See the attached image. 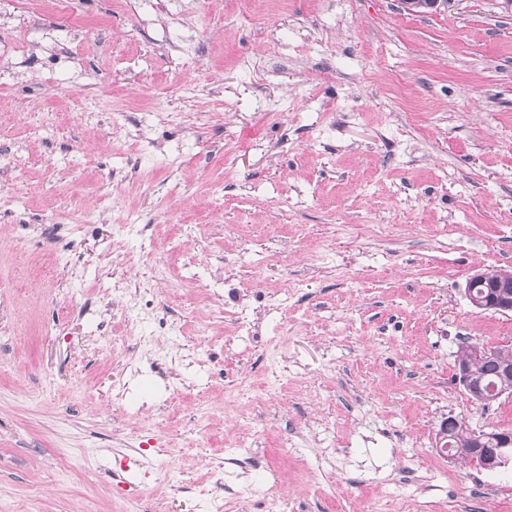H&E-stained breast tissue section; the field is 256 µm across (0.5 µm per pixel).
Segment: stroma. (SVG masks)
Wrapping results in <instances>:
<instances>
[{
  "label": "stroma",
  "instance_id": "1",
  "mask_svg": "<svg viewBox=\"0 0 512 512\" xmlns=\"http://www.w3.org/2000/svg\"><path fill=\"white\" fill-rule=\"evenodd\" d=\"M510 267L502 0H0V512H512ZM495 278V271L487 272V281L481 286L477 285L472 288L473 298L482 301L490 294L484 303L487 304L488 310L499 313H512V270L499 269V277L494 281L493 285H489ZM497 369L504 377L512 375V365L507 362L500 363L497 367L493 361L471 360L470 369L468 363L458 362L456 380L467 391L472 400L475 397L482 398L480 390L477 387H472L469 383L470 378L468 376L471 370L472 382L476 386H480L485 395L495 397L506 393L498 400L500 401L502 398H507V395L512 394V378H503ZM439 433H442L443 439H445L442 446L450 445L448 447V453L453 451L454 448H459L456 455L453 456V454H450V457H448L450 461H456L459 455H466L472 459L473 464L480 470L490 472L504 468L508 464V456L503 452L505 448H485V440L492 438L494 434L501 433H503L502 439L507 442L505 446L511 445V435L501 429H473L474 438L472 448H465L469 443V433L468 428H465L463 423L459 426L452 424L451 427L448 428V426L445 427V421L443 420L439 426Z\"/></svg>",
  "mask_w": 512,
  "mask_h": 512
}]
</instances>
